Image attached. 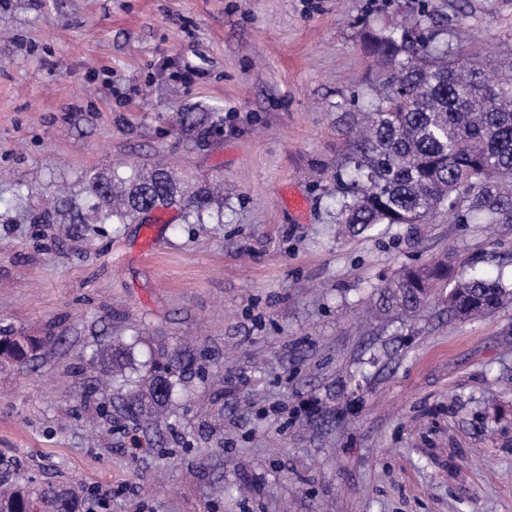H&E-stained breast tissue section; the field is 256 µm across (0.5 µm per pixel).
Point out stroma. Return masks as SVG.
<instances>
[{
  "mask_svg": "<svg viewBox=\"0 0 512 512\" xmlns=\"http://www.w3.org/2000/svg\"><path fill=\"white\" fill-rule=\"evenodd\" d=\"M472 50L512 0H430ZM409 0H0V474L81 480L99 512H512V301L385 311L402 267L512 275L511 224L339 231L336 112L375 71L362 25ZM224 119L199 146L183 115ZM235 188L220 224H41L49 184L132 157ZM161 426L126 404L181 345ZM129 349L111 371L100 347ZM111 373L108 397L96 390ZM16 337L0 336V359L2 361L21 362L35 358L37 351L49 342L48 337L45 336L43 338L19 336L15 339Z\"/></svg>",
  "mask_w": 512,
  "mask_h": 512,
  "instance_id": "35a3bbf8",
  "label": "stroma"
}]
</instances>
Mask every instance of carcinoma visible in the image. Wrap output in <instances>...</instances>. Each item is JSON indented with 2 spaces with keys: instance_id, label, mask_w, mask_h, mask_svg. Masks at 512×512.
I'll return each instance as SVG.
<instances>
[{
  "instance_id": "carcinoma-1",
  "label": "carcinoma",
  "mask_w": 512,
  "mask_h": 512,
  "mask_svg": "<svg viewBox=\"0 0 512 512\" xmlns=\"http://www.w3.org/2000/svg\"><path fill=\"white\" fill-rule=\"evenodd\" d=\"M414 22L364 27L360 39L383 78L368 84L337 116L339 141L328 192L334 223L353 234L381 227L428 224L444 212L454 224H512V45L469 52L458 17L437 19L429 0L412 5ZM221 126L215 112L191 124L195 141ZM79 189L58 190L37 218L43 224H129L173 205L185 221L224 223V194L212 181L182 194L171 168L142 161L126 170L90 172ZM453 282L448 317L469 320L512 299L501 278L474 270L451 275L448 257L406 266L385 286L386 302L415 311L443 281ZM51 337L0 336V359L36 356ZM176 381L155 370L133 393L128 410L157 421ZM78 483L12 484L0 492V512H91Z\"/></svg>"
}]
</instances>
